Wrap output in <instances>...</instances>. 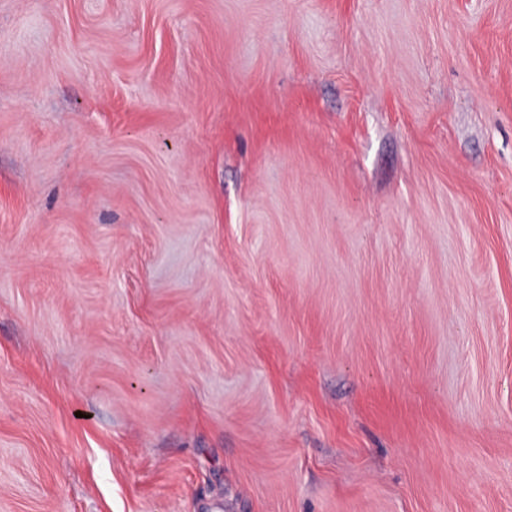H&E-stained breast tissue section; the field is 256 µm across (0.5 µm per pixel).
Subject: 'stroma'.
Listing matches in <instances>:
<instances>
[{
	"mask_svg": "<svg viewBox=\"0 0 512 512\" xmlns=\"http://www.w3.org/2000/svg\"><path fill=\"white\" fill-rule=\"evenodd\" d=\"M0 512H512V0H0Z\"/></svg>",
	"mask_w": 512,
	"mask_h": 512,
	"instance_id": "stroma-1",
	"label": "stroma"
}]
</instances>
